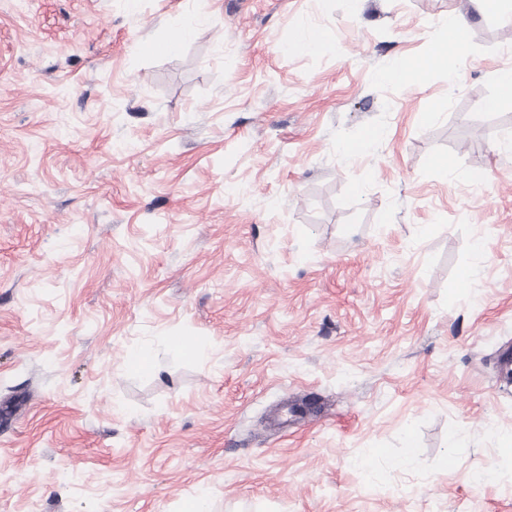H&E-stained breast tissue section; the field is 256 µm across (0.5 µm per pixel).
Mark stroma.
Returning <instances> with one entry per match:
<instances>
[{
    "label": "stroma",
    "instance_id": "obj_1",
    "mask_svg": "<svg viewBox=\"0 0 512 512\" xmlns=\"http://www.w3.org/2000/svg\"><path fill=\"white\" fill-rule=\"evenodd\" d=\"M507 69L512 0H0V512H512ZM469 27L470 22L467 19L456 16H448V21L445 22L444 25L446 37L442 42L437 43L431 47L430 52H432L422 62L419 63V68L422 70L434 68L446 62L450 56L461 53L466 48V41H464L466 39V34L460 30L454 31L455 40L451 33L457 28L464 29L466 32H468Z\"/></svg>",
    "mask_w": 512,
    "mask_h": 512
}]
</instances>
